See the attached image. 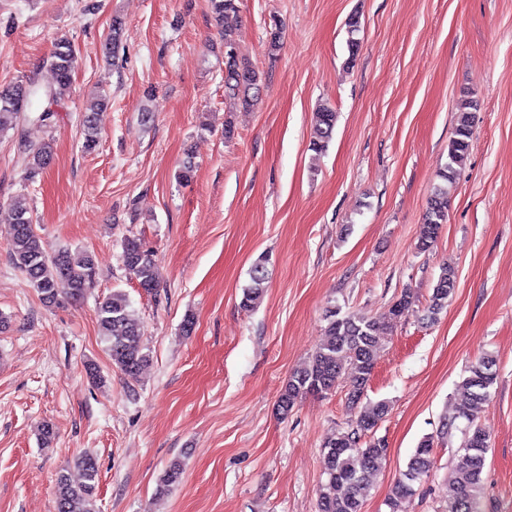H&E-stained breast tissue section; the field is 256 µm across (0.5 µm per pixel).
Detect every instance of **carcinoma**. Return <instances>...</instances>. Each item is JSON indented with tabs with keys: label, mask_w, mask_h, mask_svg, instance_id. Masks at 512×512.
Masks as SVG:
<instances>
[{
	"label": "carcinoma",
	"mask_w": 512,
	"mask_h": 512,
	"mask_svg": "<svg viewBox=\"0 0 512 512\" xmlns=\"http://www.w3.org/2000/svg\"><path fill=\"white\" fill-rule=\"evenodd\" d=\"M212 13L218 19L219 37L224 45V94L247 108L254 105L263 87L262 75L251 65L239 60L237 44L239 32L224 26V17L236 12V0H210ZM361 23L352 16L347 22V64L354 63L359 47L357 34ZM50 67L52 81L44 86L31 81H19L0 89V134L18 127L22 114L31 111L35 96L44 97L49 106L37 116V121L51 125L55 111L50 105L61 100L71 89L75 67V50L71 41L60 38L53 52ZM107 96L98 95L82 111L80 124L84 135L83 147L90 150L98 140V115L106 108ZM476 101L465 93L456 109L453 137L448 143V162L437 173L439 182L434 184L417 248L431 250L441 226L448 222V184L459 175V168L467 157L473 133V111ZM336 111L327 104L320 105L313 115L312 149L323 151L330 142L336 126ZM18 153L24 163L27 179L42 174L52 163L51 142L37 147L18 142ZM12 223L9 233V252L15 267L47 306H58L77 301L92 288L96 279L95 262L90 255L72 257L64 249L51 250L37 233L31 216L28 198L19 194L12 198ZM122 263L134 276L138 286L151 294L159 288L152 254L144 249L137 238H127L123 243ZM269 259L259 258L251 267L250 284L243 289L240 305L253 307L263 295L269 279ZM456 287L454 268L446 265L440 269L432 288L424 319L434 322L448 306V298ZM414 293L406 289L392 303L387 313L378 318L365 314H343L337 309L325 314V338L304 366L295 370L280 390L278 412L286 416L297 401L308 395H326L340 384L347 387V400L351 406L360 407L359 414L345 429L331 433L323 443V471L326 481L318 498V512H361L363 498L373 477L380 470L387 454L382 440H364L386 417L389 405L385 401L365 400L367 387L379 350L380 335L413 310ZM97 323L100 335L107 344L112 361L128 378L135 380L150 362V354L141 343L139 322L130 309L126 295L121 291L99 303ZM497 380L495 359L489 355L479 358L468 368L458 386L455 408L443 417L439 435L452 437L456 421L470 418L475 406L486 402ZM489 439L477 424L465 429L462 449L454 475L448 480L447 512H484L482 507V474L489 451ZM434 438H423L406 469L393 485L386 498L389 512H407L406 505L416 494L415 486L428 476L432 466ZM77 474L63 471L57 475L55 497L57 512H97L99 469L96 459L88 454L74 461ZM183 464L173 459L159 479L157 492L165 494L181 483Z\"/></svg>",
	"instance_id": "1"
}]
</instances>
